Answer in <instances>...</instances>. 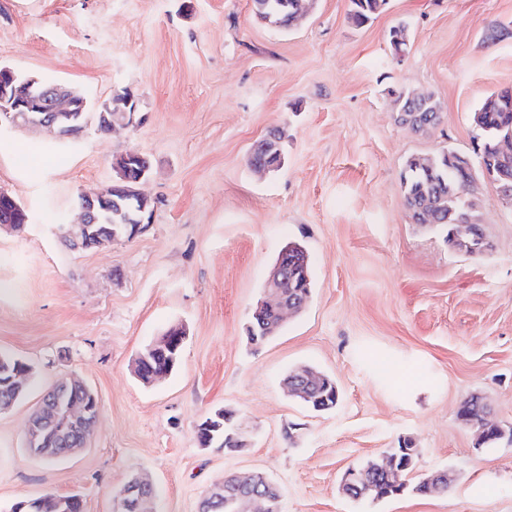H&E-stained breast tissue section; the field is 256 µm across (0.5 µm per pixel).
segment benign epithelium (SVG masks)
<instances>
[{"label": "benign epithelium", "mask_w": 512, "mask_h": 512, "mask_svg": "<svg viewBox=\"0 0 512 512\" xmlns=\"http://www.w3.org/2000/svg\"><path fill=\"white\" fill-rule=\"evenodd\" d=\"M90 111L88 99L80 93L59 83L44 84L35 77L22 79L8 67L0 68V116L10 122L36 125L53 131L64 120L86 124L85 113ZM94 119L98 127L111 130L117 126H130L135 123L136 112H114L112 101L108 100L97 105ZM501 164L485 171V180L493 188L498 199L503 202L512 200V177L508 175V162L512 158V139L503 140L499 145ZM119 193V200L128 206L141 202L145 191L141 188L124 186L117 188L111 184L93 195H84L80 201V222L70 226L67 234L81 239L82 245L93 241H103L110 230L100 227L102 212L108 204L118 199L113 193ZM29 221L26 210L8 193L0 191V226L13 228ZM483 221L478 215L469 214L458 224V235L454 251L466 256H482L493 249L490 239L480 231ZM307 259L291 255L285 251L271 272L264 298L258 303L254 316H261L266 310L273 309L284 319L302 309L309 300V294L288 292L298 287L301 276L305 275ZM322 383V377L312 372L293 374L288 378L289 391L307 397ZM76 385L75 379L62 382L52 398L42 402L32 413L27 433L26 445L29 451L39 457L48 453L39 451L47 437H52L63 451L52 455L60 460L85 447L89 432L98 417L99 407L89 406L85 399H72L68 388ZM488 408L477 394L466 397L458 411V419L466 426L474 429L477 434L486 433L498 440L505 431L488 420ZM367 471L356 468L348 469L342 477V488L347 495L360 483L366 482ZM153 484L140 477L126 484L121 493V512H142L145 502L153 500L149 494ZM282 495L277 485L266 475L260 473L256 481L245 488L228 479L215 484L210 497L203 501L199 512H207L214 500H224V504L232 508V512H247L250 503L262 504L261 512H280Z\"/></svg>", "instance_id": "benign-epithelium-1"}]
</instances>
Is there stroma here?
<instances>
[{
  "label": "stroma",
  "instance_id": "obj_1",
  "mask_svg": "<svg viewBox=\"0 0 512 512\" xmlns=\"http://www.w3.org/2000/svg\"><path fill=\"white\" fill-rule=\"evenodd\" d=\"M348 7L317 0L273 29L250 0H0V64L95 103L124 91L137 102L132 126L91 123L71 140L0 122V191L30 215L0 232V353L32 368L0 413V512L47 493L119 512L139 474L160 492L155 512H198L231 471L273 478L282 512H512V444L477 446L457 416L477 393L512 429V207L480 183L494 248L468 257L411 221L400 180L410 157L471 152L472 113L512 88V37L490 36L494 23L512 29V0H389L361 28ZM400 23L399 58L388 33ZM401 87L441 101L437 128L396 122L389 92ZM274 128L285 163L256 174L250 151ZM129 151L151 162V223L129 241L63 245L79 194L110 184ZM291 240L307 250L312 294L253 346L254 307ZM177 324L176 371L143 384L134 360ZM304 365L335 380L334 409L288 395ZM71 374L98 395L99 417L85 448L47 463L25 447L28 419ZM222 408L250 432L241 452L198 442ZM405 444L415 475L453 474L447 492H342L348 468Z\"/></svg>",
  "mask_w": 512,
  "mask_h": 512
}]
</instances>
